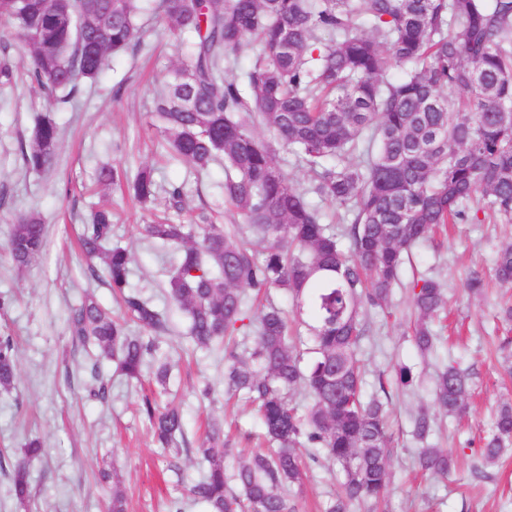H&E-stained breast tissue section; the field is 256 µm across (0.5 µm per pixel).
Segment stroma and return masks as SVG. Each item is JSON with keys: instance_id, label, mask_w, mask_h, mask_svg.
Here are the masks:
<instances>
[{"instance_id": "stroma-1", "label": "stroma", "mask_w": 512, "mask_h": 512, "mask_svg": "<svg viewBox=\"0 0 512 512\" xmlns=\"http://www.w3.org/2000/svg\"><path fill=\"white\" fill-rule=\"evenodd\" d=\"M141 20L149 30L147 48L114 59L95 84L82 85L71 102L61 105L56 114L60 156L52 171L27 169L19 151L34 122L29 103L45 102V95L22 73L12 88L0 89V295L13 297L11 306L0 310V331L15 336L20 361L16 389L0 393V512H109L116 488L124 493L126 512H208L206 504L188 493L204 473L196 448L207 424L223 425L231 447L256 449L264 443L254 411L223 401L221 352L200 351L173 363L168 391L182 404L187 446L175 459L158 447L140 412V397L152 389V382L128 381L114 362L98 360L94 347L75 346L67 339V311L85 294H94L108 308L116 306L104 272L91 271L76 242L92 207L106 196L112 202L113 240L131 252L130 287L169 317L171 331L160 340L162 350L172 353L188 344V321L166 294L170 253L138 234L146 213L127 195L113 188L100 192L101 167L132 175L145 162L154 167L160 189L186 182L183 208L164 211L172 222L193 221L203 213L224 225L237 221L220 204L222 165L194 175L189 167L167 163L156 152L146 114L179 48L150 12H143ZM33 210L46 224L47 249L20 272L4 244L10 220ZM509 240L512 224L449 225L447 235L432 237L406 260L391 314L372 310L366 315L369 333L361 350L366 390H378L382 379L394 381L401 364L415 377L412 390L390 392L394 451L389 512H512V454L489 467L485 478L474 476L495 408L501 400L512 399V379L503 375L499 350L502 342L512 343V322L501 320L503 290L491 282L495 252ZM473 270L490 281L480 297L465 289V278ZM425 276L437 278L448 290L442 329L447 343L440 346V357L452 356L474 374L466 417L444 418L434 437L455 458V469L445 478L419 472L411 436V415L430 405V384L438 368L437 359L423 360L402 336L413 315L412 284ZM95 363L109 382V396L102 403L89 396L94 385L89 369ZM205 382L215 389L216 401L210 405L200 403L195 394ZM31 435L44 439L47 454L33 466L31 500L22 504L13 494L9 468ZM104 471L110 474L105 482L100 479ZM308 476L295 499L298 512H322L340 491L336 467L323 459L313 461Z\"/></svg>"}]
</instances>
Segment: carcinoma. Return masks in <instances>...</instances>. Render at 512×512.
Returning <instances> with one entry per match:
<instances>
[{
    "label": "carcinoma",
    "instance_id": "cac0c4a2",
    "mask_svg": "<svg viewBox=\"0 0 512 512\" xmlns=\"http://www.w3.org/2000/svg\"><path fill=\"white\" fill-rule=\"evenodd\" d=\"M151 11L183 47L153 99L152 126L172 160L196 172L224 163L220 196L242 223L153 221L143 233L175 252L168 298L188 316L195 349L224 352V393L255 405L270 445L243 456L210 426L197 448L207 471L189 494L209 512H296L290 492L307 478V449L334 461L341 476L324 512L381 501L392 477L383 401L390 394L381 384L380 393L363 395L365 315L389 307L405 254L449 224L479 221L472 204L483 200L497 222L512 224V0H152ZM139 17V0H0V86L13 83L9 49L17 41L31 81L49 96L66 93L68 103L81 82L141 47ZM252 40L260 52L237 74V54ZM255 116L273 139L259 136ZM59 149L56 109L44 106L20 152L42 172ZM281 149L304 162L309 189L279 167ZM128 187L147 209L157 200L147 166ZM310 193L351 216L349 252ZM111 241L112 210L102 207L79 244L105 272L125 320L87 294L68 316L69 339L95 345L129 379L152 370L164 387L170 363L156 360L166 318L128 286L129 252ZM46 247L39 213L12 219L6 251L14 267H28ZM494 276L512 288V241L498 248ZM272 288L290 298L310 336L305 350L280 307L251 313L249 293ZM412 303L411 340L428 357L438 350L433 324L447 294L424 278ZM129 320L147 336L130 335ZM246 327L254 345L244 355L234 337ZM18 372L15 341L1 333L0 392L16 389ZM90 375V396L106 400L98 364ZM471 386V373L448 359L433 379L434 405L465 413ZM296 389L311 400L303 414L288 399ZM140 411L162 447L184 437L180 407L145 396ZM411 423L420 468L447 475L454 459L430 442L434 418L421 409ZM511 441L512 400L498 404L481 458L498 462ZM43 453L42 440L31 438L13 464L22 504Z\"/></svg>",
    "mask_w": 512,
    "mask_h": 512
}]
</instances>
